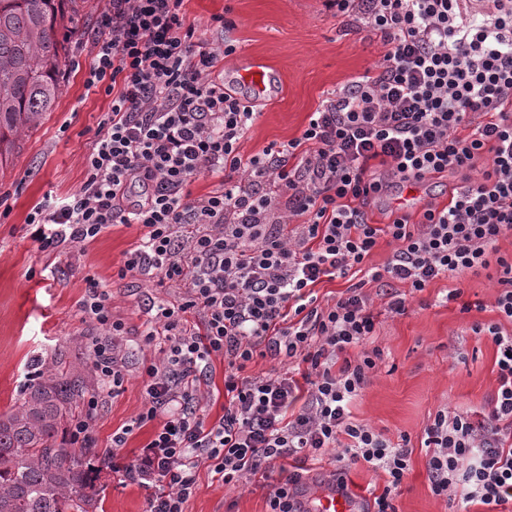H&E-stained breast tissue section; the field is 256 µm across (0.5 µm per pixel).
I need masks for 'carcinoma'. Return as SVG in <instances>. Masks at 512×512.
<instances>
[{"instance_id": "carcinoma-1", "label": "carcinoma", "mask_w": 512, "mask_h": 512, "mask_svg": "<svg viewBox=\"0 0 512 512\" xmlns=\"http://www.w3.org/2000/svg\"><path fill=\"white\" fill-rule=\"evenodd\" d=\"M77 0H0V166L16 136L52 111L62 71L58 38ZM95 374L66 367L63 354L30 362L19 403L0 413V512H98L109 465L72 448L69 428Z\"/></svg>"}]
</instances>
